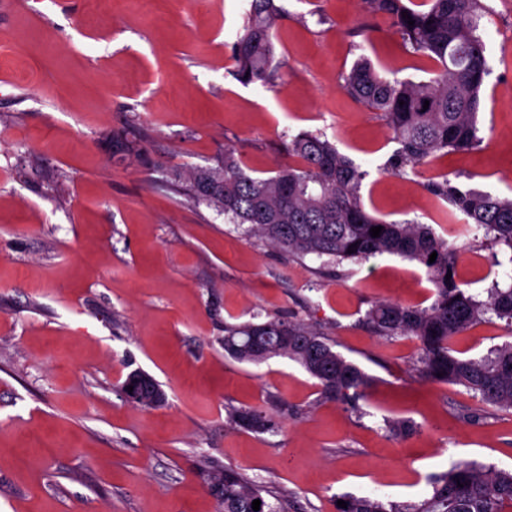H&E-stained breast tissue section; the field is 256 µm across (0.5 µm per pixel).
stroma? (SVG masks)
<instances>
[{
  "label": "stroma",
  "mask_w": 512,
  "mask_h": 512,
  "mask_svg": "<svg viewBox=\"0 0 512 512\" xmlns=\"http://www.w3.org/2000/svg\"><path fill=\"white\" fill-rule=\"evenodd\" d=\"M485 3L482 141L428 165L511 197L512 0ZM279 4L277 79L245 85L231 46L250 0H0V512H222L205 487L212 463L269 486L283 512H336L346 493L418 503L460 460L512 470V409L418 380V340L364 320L376 299L429 306L422 265L324 269L171 184L230 146L272 176L292 136L318 132L365 171L366 211L448 237L467 293L512 285L504 245L475 226L449 237L426 178L387 172L388 127L342 87L362 57L388 79H429L433 63L364 0ZM116 131L139 139L140 159L113 155ZM275 316L321 327L370 376L355 406L320 400L289 359L225 354V323ZM507 342L512 326L490 314L451 345L481 356ZM135 369L159 382L164 406L120 397ZM275 399L291 409L275 431L225 421L226 406ZM395 418L417 432L394 437Z\"/></svg>",
  "instance_id": "35a3bbf8"
}]
</instances>
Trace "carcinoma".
I'll list each match as a JSON object with an SVG mask.
<instances>
[{
	"label": "carcinoma",
	"mask_w": 512,
	"mask_h": 512,
	"mask_svg": "<svg viewBox=\"0 0 512 512\" xmlns=\"http://www.w3.org/2000/svg\"><path fill=\"white\" fill-rule=\"evenodd\" d=\"M369 12L388 19L413 52L436 63L433 77L416 82L387 79L367 58L344 77L343 89L383 117L398 144L387 170L401 173L441 151H465L482 142L478 114L491 73L485 43L479 35L487 13L481 0H365ZM408 17H402V13ZM281 17L277 0H250L242 30L232 44L235 76L243 84H269L273 66L272 33ZM414 24H408V21ZM428 109H423L424 101ZM112 150L137 158L141 148L123 132L112 133ZM298 163H285L271 177L249 173L232 148L214 167L187 172L189 196L223 213L249 234L299 260L339 265L382 255L416 261L426 268L435 288L428 307L377 301L366 322L380 336H414L421 344L418 375L433 383L459 384L486 404L512 409V343L482 357L457 355L451 339L481 322L488 313L512 323V285L493 289L477 300L457 282L456 258L448 241L427 224L386 222L362 206L358 189L365 177L349 157L323 134L301 132L288 145ZM426 188L450 204L465 223L477 224L493 241L512 250V198L464 189L448 178ZM381 226L380 236L370 229ZM435 262H429L431 253ZM451 279H446V275ZM224 352L239 362L261 363L284 357L300 364L318 380L320 398L354 403L369 383L368 374L336 352L317 328L285 318L224 325ZM288 411L281 404L271 412L230 408L227 422L254 433L276 428V417ZM210 495L224 512H280L267 491L231 467L211 466L205 473ZM347 507L336 512H506L512 508V472L476 461H459L432 480L431 497L413 505L385 503L369 496L344 495Z\"/></svg>",
	"instance_id": "cac0c4a2"
}]
</instances>
